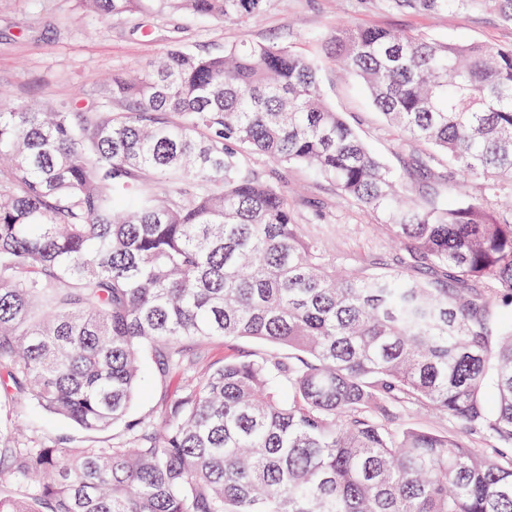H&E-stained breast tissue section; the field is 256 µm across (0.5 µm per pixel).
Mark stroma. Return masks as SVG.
Masks as SVG:
<instances>
[{
  "instance_id": "35a3bbf8",
  "label": "stroma",
  "mask_w": 512,
  "mask_h": 512,
  "mask_svg": "<svg viewBox=\"0 0 512 512\" xmlns=\"http://www.w3.org/2000/svg\"><path fill=\"white\" fill-rule=\"evenodd\" d=\"M339 20L439 40L512 45V25L493 12H403L388 8L385 0H266L260 13L240 22L190 20L179 13L105 21L84 11L79 0H0V95L36 104H60L78 94L100 98L112 73L146 69L163 46L164 32L177 25L183 26L186 42L200 52L218 54L241 42H274L320 57L325 52L322 34ZM321 84L326 102L403 175L414 198L446 193L437 175H414L409 163L425 153V145L399 143L355 77L329 64L321 72ZM277 172L299 214L301 233L316 239L337 268L370 273L394 264L400 246L380 212L342 196L331 182L305 168ZM321 214L329 216V223H318ZM256 347L248 339H211L195 346L188 358L199 372L225 356ZM176 386L174 378L149 370L135 413L161 416Z\"/></svg>"
}]
</instances>
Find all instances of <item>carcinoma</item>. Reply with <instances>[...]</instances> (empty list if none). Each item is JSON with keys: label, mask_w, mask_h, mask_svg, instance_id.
<instances>
[{"label": "carcinoma", "mask_w": 512, "mask_h": 512, "mask_svg": "<svg viewBox=\"0 0 512 512\" xmlns=\"http://www.w3.org/2000/svg\"><path fill=\"white\" fill-rule=\"evenodd\" d=\"M263 2L80 0L221 22ZM386 3L512 25V0ZM324 40L203 55L173 30L101 102L0 100V512H512V209L489 203L512 185V45L341 21ZM327 62L428 147L414 170L442 167L445 195L407 196L326 103ZM253 155L383 211L399 265L336 274ZM214 337L262 348L191 371ZM147 353L180 376L159 421L132 413ZM19 409L115 434L31 446ZM427 409L456 434L398 421Z\"/></svg>", "instance_id": "cac0c4a2"}]
</instances>
